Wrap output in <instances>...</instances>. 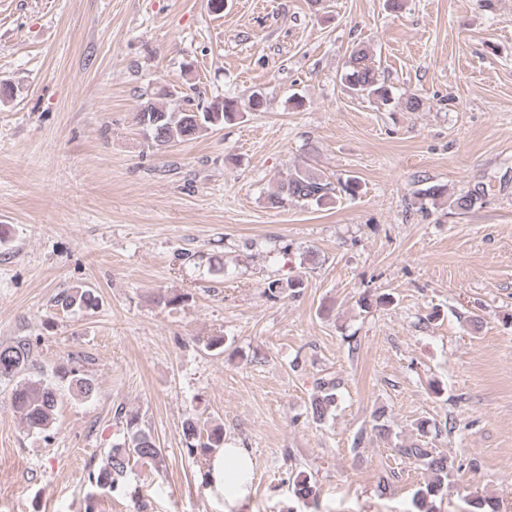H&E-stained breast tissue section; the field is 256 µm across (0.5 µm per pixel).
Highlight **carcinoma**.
Here are the masks:
<instances>
[{
	"label": "carcinoma",
	"instance_id": "1",
	"mask_svg": "<svg viewBox=\"0 0 512 512\" xmlns=\"http://www.w3.org/2000/svg\"><path fill=\"white\" fill-rule=\"evenodd\" d=\"M341 82L349 95L378 106H385L392 99L390 88L381 81L378 69L368 62V53L362 47L351 51L348 70L343 74ZM168 96L170 93L167 91L147 95L137 112V123L146 139L155 147L196 140L210 130L243 118L245 114L238 100L233 97H216L205 105H195L187 99L185 104L171 108L164 102ZM361 191V181L354 175H348L333 184L310 167H296L279 181L269 196V203L275 208L287 202L330 207L343 198L358 197ZM416 195L433 206L446 201L449 207L467 212L482 200L485 190L476 185L450 194L446 185L431 184L417 190ZM299 287L301 281L298 279H274L267 282L264 293L275 298L280 294L292 293ZM57 303L64 311H89L96 308L98 299L92 289L76 286L62 293ZM30 359V343L18 340L1 344L0 377H14L22 373ZM55 374L67 385L70 394L79 399H88L98 391L95 379L68 364H58ZM59 401V389L40 381H27L18 385L11 396L12 407L22 422L28 429L38 431L47 429L55 422ZM336 402V381L332 378L318 379L316 392L310 401L312 419L317 423L324 422L336 409ZM124 418L130 433V445L112 446L107 452L106 464L89 473V481L96 488L108 492L117 488L118 478L126 471L130 457L150 462L161 459V449L153 436L139 427L138 417L126 414ZM182 432L187 443V453L191 456L207 457L224 447V431L219 425L207 428L199 419L189 417L183 422ZM398 452L408 459L422 462L430 473V479L416 491L414 503L418 512H431L428 508L429 500L448 488L453 464L448 461L447 455L437 453L418 442L403 445ZM292 485L293 494L298 500L306 503L316 498V483L307 472H296Z\"/></svg>",
	"mask_w": 512,
	"mask_h": 512
}]
</instances>
